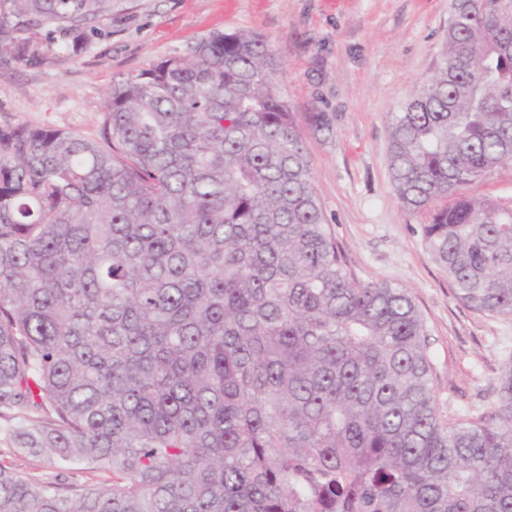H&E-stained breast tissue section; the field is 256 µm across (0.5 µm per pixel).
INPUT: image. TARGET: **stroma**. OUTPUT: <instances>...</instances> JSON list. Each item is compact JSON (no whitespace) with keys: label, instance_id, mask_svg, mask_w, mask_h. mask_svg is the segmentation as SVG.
I'll return each mask as SVG.
<instances>
[{"label":"stroma","instance_id":"1","mask_svg":"<svg viewBox=\"0 0 512 512\" xmlns=\"http://www.w3.org/2000/svg\"><path fill=\"white\" fill-rule=\"evenodd\" d=\"M451 0H112V33L77 62L56 37L40 65L0 53V126L25 124L99 139L113 80L214 31L267 37L277 88L296 112L314 183L347 271L407 289L425 321L443 419L488 410L512 361V319L458 302L428 252L426 214L405 211L388 170L391 116L441 61ZM312 112L330 131H316ZM512 207V161L468 188Z\"/></svg>","mask_w":512,"mask_h":512}]
</instances>
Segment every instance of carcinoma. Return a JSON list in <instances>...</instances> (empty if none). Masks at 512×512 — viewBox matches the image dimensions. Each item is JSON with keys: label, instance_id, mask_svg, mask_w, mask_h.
I'll return each instance as SVG.
<instances>
[{"label": "carcinoma", "instance_id": "carcinoma-1", "mask_svg": "<svg viewBox=\"0 0 512 512\" xmlns=\"http://www.w3.org/2000/svg\"><path fill=\"white\" fill-rule=\"evenodd\" d=\"M0 53L76 61L112 0H3ZM395 113L398 199L455 298L512 317V0H452ZM46 30L40 37V30ZM265 36L214 31L122 75L103 143L0 126V512H512V362L443 420L404 288L351 278ZM112 486L61 492V471ZM467 192L476 199H490L512 207V161L494 168L483 180L470 185ZM0 466L5 469L22 471L33 484L40 483L52 470L44 458H33L17 453L5 443H0Z\"/></svg>", "mask_w": 512, "mask_h": 512}]
</instances>
